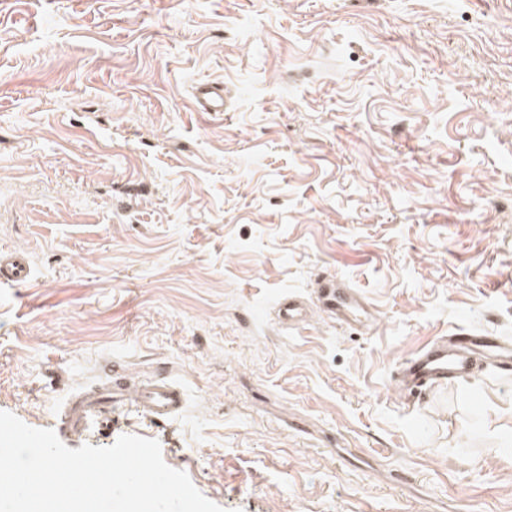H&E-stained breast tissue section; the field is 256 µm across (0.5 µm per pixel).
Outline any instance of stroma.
Listing matches in <instances>:
<instances>
[{"mask_svg":"<svg viewBox=\"0 0 512 512\" xmlns=\"http://www.w3.org/2000/svg\"><path fill=\"white\" fill-rule=\"evenodd\" d=\"M0 248L34 278L0 410L53 428L109 366L186 391L69 448L158 440L224 512H512V379L394 389L512 339V0H0ZM320 275L373 326L280 324ZM199 112L224 111V85L220 82H200L192 88ZM307 308L304 303L293 296L284 297L278 304V317L286 323L305 319ZM482 359L497 372L512 373V342L463 330L439 337L401 362L396 387L415 403L437 386L475 376Z\"/></svg>","mask_w":512,"mask_h":512,"instance_id":"obj_1","label":"stroma"}]
</instances>
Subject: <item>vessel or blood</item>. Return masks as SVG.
Wrapping results in <instances>:
<instances>
[{
	"label": "vessel or blood",
	"mask_w": 512,
	"mask_h": 512,
	"mask_svg": "<svg viewBox=\"0 0 512 512\" xmlns=\"http://www.w3.org/2000/svg\"><path fill=\"white\" fill-rule=\"evenodd\" d=\"M198 111L220 112L224 109V85L201 82L192 89ZM32 279L28 259L22 253L0 249V286L29 285ZM318 307L341 324L370 325L373 315L364 298L332 276L317 281ZM307 308L295 297L288 296L278 304V316L286 323L305 319ZM488 360L496 371L512 373V341L478 332L457 331L442 336L405 358L398 369L396 386L414 399H421L435 387L470 379L481 360ZM103 390L72 393L57 413L58 431L78 433L89 421L104 424L112 421V407L135 400L154 421L163 422L179 415L186 403L183 390L167 378L158 377L139 388H131L125 374L107 369Z\"/></svg>",
	"instance_id": "1"
}]
</instances>
